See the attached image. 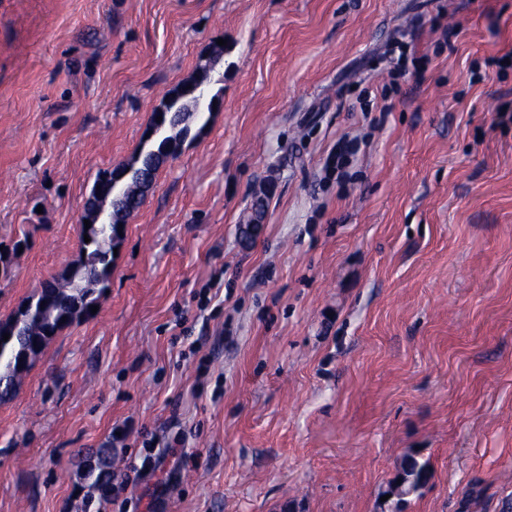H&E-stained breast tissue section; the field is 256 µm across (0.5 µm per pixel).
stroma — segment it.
<instances>
[{
  "label": "stroma",
  "instance_id": "obj_1",
  "mask_svg": "<svg viewBox=\"0 0 512 512\" xmlns=\"http://www.w3.org/2000/svg\"><path fill=\"white\" fill-rule=\"evenodd\" d=\"M397 41L417 75L392 78ZM510 50L512 0H0V321L78 261L97 176L201 55L223 97L126 218L97 312L0 403V512H393L414 452L403 512H502L512 68L488 60ZM127 419L179 421L197 468L137 472ZM106 447L111 502L83 476ZM359 149L357 137L343 136L336 142L335 151L332 154V163L325 169V178L331 179L336 174V180L344 175V169L351 163L352 157ZM430 469L427 461L422 460L418 455L407 456L401 466V471L391 486L389 492L395 496V511L400 512L399 505L405 498L418 493L428 482ZM401 479V483H398Z\"/></svg>",
  "mask_w": 512,
  "mask_h": 512
}]
</instances>
